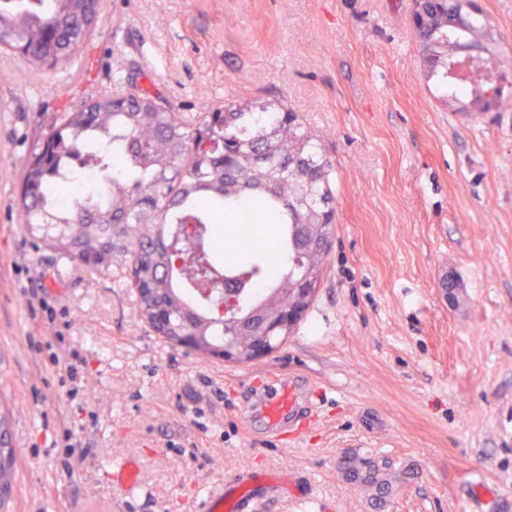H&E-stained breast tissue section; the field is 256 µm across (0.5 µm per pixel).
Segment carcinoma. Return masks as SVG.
Segmentation results:
<instances>
[{
	"instance_id": "carcinoma-1",
	"label": "carcinoma",
	"mask_w": 512,
	"mask_h": 512,
	"mask_svg": "<svg viewBox=\"0 0 512 512\" xmlns=\"http://www.w3.org/2000/svg\"><path fill=\"white\" fill-rule=\"evenodd\" d=\"M95 2L0 0V48L21 45L24 61L41 68L65 64L90 34ZM466 2L420 0L417 37L429 75L448 98L509 108L512 99L480 65L501 64L491 44L465 76H449L461 49L486 36L485 18ZM81 157L110 183V196L96 206L65 202L81 173L56 181ZM334 182L322 139L282 104L185 115L135 89L62 113L23 165L19 206L29 234L90 279L122 270L139 318L155 334L173 341L190 328L202 338L195 351L211 356L228 336L252 346L298 280L322 275L336 223ZM220 216L229 225L223 232ZM221 281L237 299L222 315L210 294ZM144 286L153 289L147 301ZM341 467L375 487V498L388 493L372 462L345 456ZM15 472L10 417L0 412V512Z\"/></svg>"
}]
</instances>
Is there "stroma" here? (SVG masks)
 Returning <instances> with one entry per match:
<instances>
[{
	"label": "stroma",
	"mask_w": 512,
	"mask_h": 512,
	"mask_svg": "<svg viewBox=\"0 0 512 512\" xmlns=\"http://www.w3.org/2000/svg\"><path fill=\"white\" fill-rule=\"evenodd\" d=\"M512 85V0H479ZM414 0H101L71 59L0 51V403L8 512H196L248 467L256 512H512V109L472 113L429 79ZM149 88L185 114L285 103L336 168L315 297L240 364L156 336L120 270L88 280L33 241L22 167L62 112ZM455 291H448V281ZM79 356L82 382L65 362ZM315 414L270 436L245 407L271 373ZM383 464L391 492L338 460ZM132 460L140 485H115ZM9 411L0 412V511L11 497L16 472V449L13 448Z\"/></svg>",
	"instance_id": "stroma-1"
}]
</instances>
